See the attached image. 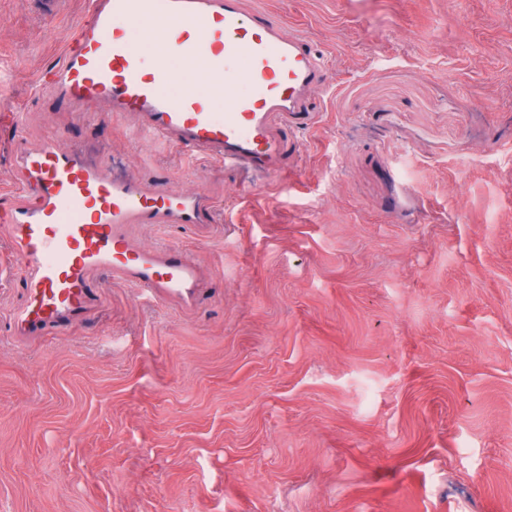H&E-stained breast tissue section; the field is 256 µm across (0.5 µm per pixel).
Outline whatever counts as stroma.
<instances>
[{
    "label": "stroma",
    "instance_id": "35a3bbf8",
    "mask_svg": "<svg viewBox=\"0 0 512 512\" xmlns=\"http://www.w3.org/2000/svg\"><path fill=\"white\" fill-rule=\"evenodd\" d=\"M242 3L328 64L271 178L31 98L85 0H0V187L58 140L218 207L129 227L192 299L96 272L36 337L0 227V512H512V0Z\"/></svg>",
    "mask_w": 512,
    "mask_h": 512
}]
</instances>
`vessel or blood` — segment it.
Masks as SVG:
<instances>
[{"mask_svg": "<svg viewBox=\"0 0 512 512\" xmlns=\"http://www.w3.org/2000/svg\"><path fill=\"white\" fill-rule=\"evenodd\" d=\"M167 20L164 28L152 27ZM163 45L147 55L143 42ZM196 78L182 89L184 65ZM326 62L302 35L288 36L269 13L242 0H88L57 63L38 74L31 97L72 109L128 115L140 134L227 168L274 176L284 168L275 127L308 111ZM248 91H240V84ZM224 109L214 111V90ZM207 194L149 186L60 142L22 152L20 178L0 190V224L27 271L14 333L38 336L85 316L99 302L92 273L105 272L159 296L185 297L199 281L187 250L147 249L133 224L215 223Z\"/></svg>", "mask_w": 512, "mask_h": 512, "instance_id": "1", "label": "vessel or blood"}]
</instances>
